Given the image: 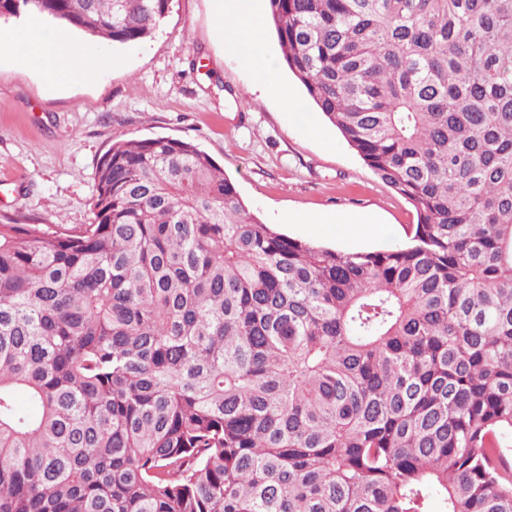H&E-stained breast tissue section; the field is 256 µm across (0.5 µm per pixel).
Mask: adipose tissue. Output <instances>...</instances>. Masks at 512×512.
I'll return each instance as SVG.
<instances>
[{
  "label": "adipose tissue",
  "instance_id": "ef3b65f1",
  "mask_svg": "<svg viewBox=\"0 0 512 512\" xmlns=\"http://www.w3.org/2000/svg\"><path fill=\"white\" fill-rule=\"evenodd\" d=\"M223 14L233 20L230 29L233 44L248 45L260 68H267V61L260 55L265 43L263 17L244 12L241 0H224ZM0 44L9 46L19 59H37L44 75L54 82L92 73L89 61L77 42L64 32L45 36L41 25L36 22L28 23L18 35L0 30Z\"/></svg>",
  "mask_w": 512,
  "mask_h": 512
}]
</instances>
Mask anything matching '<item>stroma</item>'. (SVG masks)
I'll list each match as a JSON object with an SVG mask.
<instances>
[{"instance_id":"35a3bbf8","label":"stroma","mask_w":512,"mask_h":512,"mask_svg":"<svg viewBox=\"0 0 512 512\" xmlns=\"http://www.w3.org/2000/svg\"><path fill=\"white\" fill-rule=\"evenodd\" d=\"M218 0H171L151 38L135 44L72 37L88 56L110 57L89 78L47 82L37 61L0 46V221L72 228L89 223L97 164L117 141L169 137L192 142L224 169L246 206L293 238L305 218L323 219L318 243L376 250L405 239L413 207L364 164L334 126L305 102L275 35L264 52L272 73L224 36ZM288 88L294 111L275 87ZM318 125L321 137L308 128ZM353 215L387 228L364 240Z\"/></svg>"}]
</instances>
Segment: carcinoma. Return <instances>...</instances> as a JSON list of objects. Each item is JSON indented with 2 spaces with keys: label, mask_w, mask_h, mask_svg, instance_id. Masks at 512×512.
Masks as SVG:
<instances>
[{
  "label": "carcinoma",
  "mask_w": 512,
  "mask_h": 512,
  "mask_svg": "<svg viewBox=\"0 0 512 512\" xmlns=\"http://www.w3.org/2000/svg\"><path fill=\"white\" fill-rule=\"evenodd\" d=\"M266 2L417 223L321 247L191 142L112 144L91 223L0 222V512H512V0ZM168 3L0 20L126 44Z\"/></svg>",
  "instance_id": "1"
}]
</instances>
